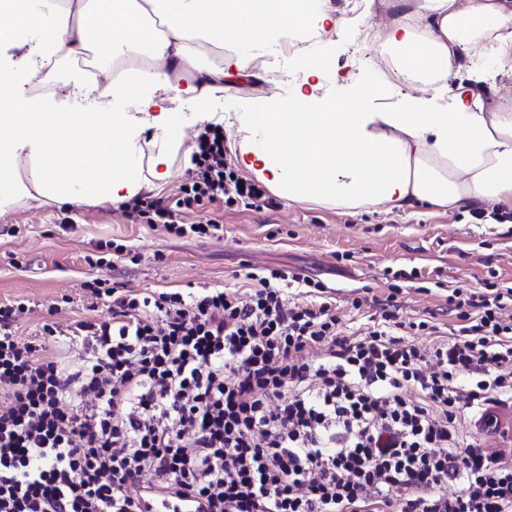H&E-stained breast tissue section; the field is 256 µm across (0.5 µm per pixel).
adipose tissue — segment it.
<instances>
[{"mask_svg": "<svg viewBox=\"0 0 512 512\" xmlns=\"http://www.w3.org/2000/svg\"><path fill=\"white\" fill-rule=\"evenodd\" d=\"M0 0V43L28 48L20 68L32 77L60 58L103 47L71 98L57 90L24 95L0 71V207L119 203L161 186L185 144L170 120L181 75L206 101L228 72L253 76L252 63L270 43L302 24L332 21L331 0ZM395 10L378 38L401 70L421 86L450 90L448 106L426 97H394L380 81L333 99L307 59L309 89L288 100L270 96L232 123L242 139L241 164L281 198L336 209L384 206L456 211L471 205L512 210V106L490 109L470 82L449 85L466 32L484 40L512 68V0H367ZM232 47L211 60L202 48ZM135 99L136 113L122 101ZM157 129L156 154L138 157L130 132L139 116Z\"/></svg>", "mask_w": 512, "mask_h": 512, "instance_id": "adipose-tissue-1", "label": "adipose tissue"}]
</instances>
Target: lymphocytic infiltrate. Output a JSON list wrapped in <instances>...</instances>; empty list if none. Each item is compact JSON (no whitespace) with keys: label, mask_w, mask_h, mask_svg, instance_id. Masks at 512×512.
<instances>
[{"label":"lymphocytic infiltrate","mask_w":512,"mask_h":512,"mask_svg":"<svg viewBox=\"0 0 512 512\" xmlns=\"http://www.w3.org/2000/svg\"><path fill=\"white\" fill-rule=\"evenodd\" d=\"M193 161L174 203H145L150 224L218 238L182 211L264 202L229 166L223 126L203 128ZM247 278L188 296L99 279L109 318L43 323L39 343L18 334L27 304H1L0 512H512V450L482 437L512 406V286L453 289L455 337L427 348L397 336L395 295L350 338L323 282ZM59 335L78 364L51 353ZM465 414L480 435L459 430Z\"/></svg>","instance_id":"f902f5d3"}]
</instances>
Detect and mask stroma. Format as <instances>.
Segmentation results:
<instances>
[{
  "instance_id": "35a3bbf8",
  "label": "stroma",
  "mask_w": 512,
  "mask_h": 512,
  "mask_svg": "<svg viewBox=\"0 0 512 512\" xmlns=\"http://www.w3.org/2000/svg\"><path fill=\"white\" fill-rule=\"evenodd\" d=\"M339 23L328 40L309 44L304 55L282 57L278 48L261 56V79L231 75L209 100L215 117L246 111L261 96L285 100L302 75L304 57L323 58L322 90L344 98L356 85L378 78L372 64H355L361 27L384 26L391 13L349 16L348 0H331ZM458 76L485 74L480 91L489 106L512 104V70L476 41L457 49ZM133 200L84 206H10L0 210V303L30 302L20 328L34 339L42 323L106 319L92 303L85 281L110 280L118 292L188 293L203 287L245 288L246 274L260 267L288 268L322 281L338 307L346 333L360 336L379 316V301L399 288L403 321L427 320L433 335L413 336L428 346L449 339L456 322L446 311L452 288L476 290L483 279L512 284V223L480 220L474 208L454 212L383 208L336 210L273 198L259 207L204 205L182 214L193 224L213 218L224 226L218 239L176 237L147 224ZM105 266H96L97 258ZM365 301L353 309L351 301Z\"/></svg>"
}]
</instances>
